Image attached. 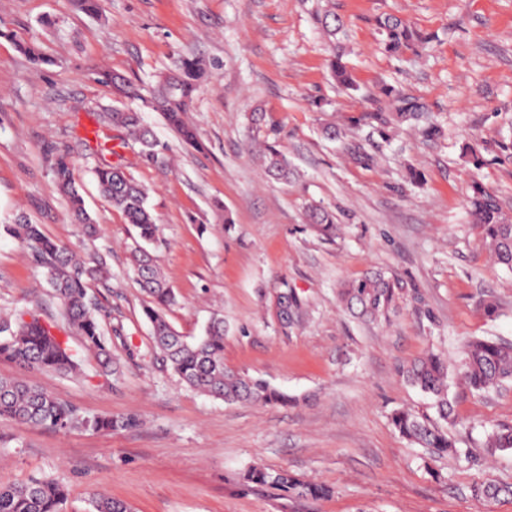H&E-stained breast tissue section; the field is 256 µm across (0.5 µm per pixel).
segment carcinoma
<instances>
[{"label":"carcinoma","instance_id":"carcinoma-1","mask_svg":"<svg viewBox=\"0 0 512 512\" xmlns=\"http://www.w3.org/2000/svg\"><path fill=\"white\" fill-rule=\"evenodd\" d=\"M323 32L336 38L343 29V20L331 11L318 18ZM380 46L390 55H398L415 47L426 48L428 38L422 36L408 21L386 15L378 20ZM332 77L347 89L354 87L352 77L333 56L329 62ZM207 75L205 64L196 57H180L173 69L157 77L152 90L115 74L113 90L122 98L139 100L162 115L166 125L189 144L199 143L197 129L188 121L187 112L196 92ZM388 99L387 108L376 107L348 117L352 127L368 126L381 138L388 139L397 123L415 124L424 106L416 98L391 87L382 90ZM250 123L263 133L259 159L265 175L273 181L287 183L295 176L288 155L280 148L267 128L266 113L256 109ZM98 123L111 125L125 133V140L139 147L147 161L162 157L167 145L144 123L141 113L129 107H112L98 115ZM101 194L112 206L121 210L138 234L130 251V262L141 290L150 298L143 309L150 324L155 347L163 354L173 371L190 388L226 403H249L264 406L286 405L288 394L278 390L261 377L235 373L224 366V320H213L205 336L190 343L179 336L165 317L164 310L176 303V294L168 285L155 254L148 249L158 239L157 218L148 205L147 190L131 178L119 165L100 163L94 170ZM53 178L58 191L66 198L72 221L82 227L85 237L95 239L101 227L85 207L83 195L76 184L72 163L65 155L57 157ZM470 214L486 240L487 249L496 263L512 269V220L501 210L496 195L480 183L472 186L468 200ZM306 220L326 237L336 236L339 225L327 208L310 204ZM0 231L28 247L45 268L49 287L60 303L61 316L71 332L81 338L83 351L94 355L103 368L112 366V352L104 334L96 303L89 285L108 275L106 260L93 256L86 260L72 249L48 237L42 225L26 215H19ZM410 284L383 271L371 270L337 288V297L349 314L364 323L387 322L395 315ZM302 300L293 291L280 292L274 303V315L283 330L299 319ZM0 359L60 374H74L80 369L79 353L53 331L40 314L28 313L14 322L0 323ZM448 360L430 352L403 366L402 375L412 386L431 396L437 419L423 416L410 408H401L391 417L402 437L435 455L456 451L448 438L446 425L454 423L453 400L448 395V379L453 374ZM456 376L475 393H484L512 382V344L493 339H473L464 348ZM0 418L22 426L66 429L78 422L75 410L42 387L13 378H0ZM96 431H112L137 425L136 418L98 416L83 421ZM490 447L512 451V427L504 426L487 436ZM246 482L271 486L298 497L321 499L330 496L325 485L307 482L284 470L253 465L244 473ZM66 487L49 478L33 477L23 482L0 484V512H60L67 499ZM479 499L512 498V485L483 483L473 487ZM94 512H131L126 502L107 494L94 500Z\"/></svg>","mask_w":512,"mask_h":512}]
</instances>
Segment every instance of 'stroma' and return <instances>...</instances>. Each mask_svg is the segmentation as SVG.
<instances>
[{"instance_id":"stroma-1","label":"stroma","mask_w":512,"mask_h":512,"mask_svg":"<svg viewBox=\"0 0 512 512\" xmlns=\"http://www.w3.org/2000/svg\"><path fill=\"white\" fill-rule=\"evenodd\" d=\"M345 22L344 62L357 88L330 78L317 18ZM394 14L430 42L393 58L377 47L375 19ZM37 41L49 62L19 49ZM182 54L209 78L188 114L200 147L183 143L144 110L168 150L149 162L126 145L110 155L149 193L160 225L152 250L178 302L166 312L187 340L223 317L224 364L288 393L285 406L227 404L187 387L154 348L148 297L129 263L136 232L100 193L99 163L82 126L114 103L99 74L152 82ZM419 99L442 125L425 140L402 125L391 141L349 131L372 162L323 137L373 107L383 86ZM262 107L297 170L264 175L249 114ZM347 139V140H348ZM68 153L88 212L102 226L83 240L52 167ZM512 216V0H105L102 16L73 0H0V225L20 213L81 257H105L111 279L91 286L119 369L103 374L83 355L78 374L33 372L45 390L86 417L133 416L130 429L25 427L0 419V483L50 476L68 487L62 512H93L99 493L133 512H512V498L479 502L482 482L512 484V451L487 447L512 426V385L481 395L451 387L454 453L431 458L391 424L407 407L435 416L401 369L436 352L458 364L473 337L512 342V270L492 264L467 202L473 183ZM336 214L327 240L305 221L307 203ZM382 269L415 290L389 322L364 324L336 298L340 283ZM293 290L302 320L281 331L277 294ZM493 296L496 319L479 302ZM60 308L30 251L0 234V318ZM260 462L328 485L311 500L246 483Z\"/></svg>"}]
</instances>
